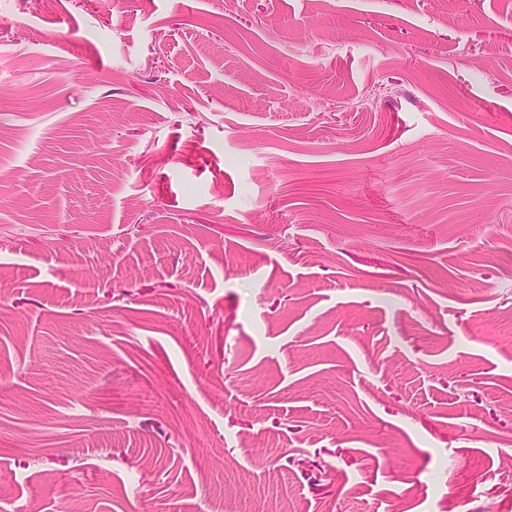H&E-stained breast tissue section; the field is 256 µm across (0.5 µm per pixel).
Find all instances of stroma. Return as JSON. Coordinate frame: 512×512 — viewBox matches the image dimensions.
<instances>
[{"mask_svg": "<svg viewBox=\"0 0 512 512\" xmlns=\"http://www.w3.org/2000/svg\"><path fill=\"white\" fill-rule=\"evenodd\" d=\"M0 512H512V0H0Z\"/></svg>", "mask_w": 512, "mask_h": 512, "instance_id": "stroma-1", "label": "stroma"}]
</instances>
